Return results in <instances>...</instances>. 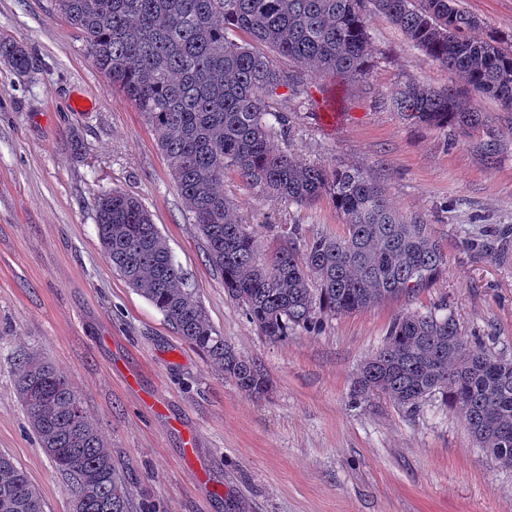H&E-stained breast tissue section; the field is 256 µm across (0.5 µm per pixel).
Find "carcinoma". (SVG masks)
<instances>
[{
    "label": "carcinoma",
    "mask_w": 512,
    "mask_h": 512,
    "mask_svg": "<svg viewBox=\"0 0 512 512\" xmlns=\"http://www.w3.org/2000/svg\"><path fill=\"white\" fill-rule=\"evenodd\" d=\"M70 24L109 87L122 92L158 135L171 176L224 292L269 340L321 326L413 294L446 270L448 255L428 225L397 212L386 190L360 166L309 165L271 140L288 134L283 104L309 96V76L350 80L366 74L371 14L386 17L426 58L460 85L439 89L406 81L397 111L419 123L462 132L486 121L471 96L512 111V52L474 39L479 19L458 0H60ZM371 8H366V5ZM19 75L32 57L0 42ZM290 65L282 67L277 58ZM236 174L255 194L299 206L327 197L345 230L307 236L299 224L258 253V230L232 217L224 179ZM101 250L126 283L159 309L191 347L250 396L266 390L255 362L224 343L186 283L166 238L135 196L101 194ZM15 385L27 418L82 512H133L112 449L67 376L30 355ZM375 393L416 408L440 395L461 413L473 441L503 467L512 463V359L470 346L455 320L414 312L394 321L382 348L360 368L352 394ZM0 512H44L27 474L0 452Z\"/></svg>",
    "instance_id": "cac0c4a2"
}]
</instances>
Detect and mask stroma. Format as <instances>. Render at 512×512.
<instances>
[{"instance_id": "stroma-1", "label": "stroma", "mask_w": 512, "mask_h": 512, "mask_svg": "<svg viewBox=\"0 0 512 512\" xmlns=\"http://www.w3.org/2000/svg\"><path fill=\"white\" fill-rule=\"evenodd\" d=\"M475 35L512 48V0H462ZM362 79L316 75L275 148L307 162L357 164L394 208L419 218L448 254V270L412 297L324 318L313 332L271 342L224 292L209 266L158 146L155 130L88 58L59 0H0V41L24 44L39 65L26 77L0 59V451L28 475L45 512H72L65 481L40 448L15 387L35 353L68 375L107 440L133 504L158 512H512V468L469 435L434 396L414 409L382 395L351 403L364 360L390 324L431 310L451 315L467 343L512 359V114L475 98L485 126H424L390 105L414 80L442 88L456 75L429 63L381 15ZM90 99L75 112L70 101ZM496 141L489 165L484 142ZM140 198L226 344L256 362L265 393L251 397L185 344L164 315L106 261L99 196ZM234 214L342 232L330 199L309 206L258 197L224 181ZM192 456H185L186 445Z\"/></svg>"}]
</instances>
